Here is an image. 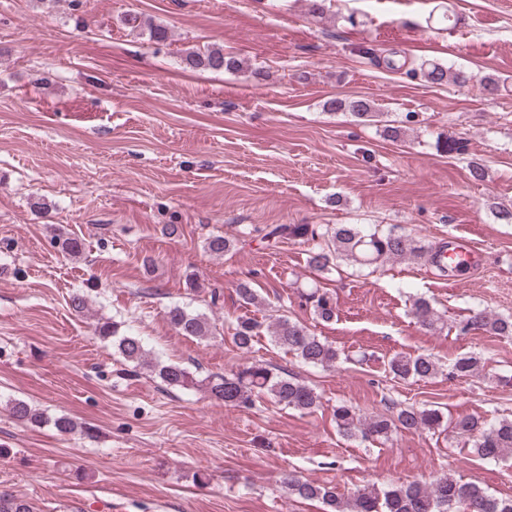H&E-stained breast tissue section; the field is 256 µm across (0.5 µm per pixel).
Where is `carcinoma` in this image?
<instances>
[{"label": "carcinoma", "instance_id": "carcinoma-1", "mask_svg": "<svg viewBox=\"0 0 512 512\" xmlns=\"http://www.w3.org/2000/svg\"><path fill=\"white\" fill-rule=\"evenodd\" d=\"M182 63L192 70L237 72L242 60L221 48L196 49L185 52ZM421 75L430 83L442 85L448 78L465 84L471 76L462 70L426 60L419 65ZM337 111H347L356 118L376 117L375 107L364 98L337 99L330 103ZM288 238L311 245L307 262L317 271L337 268L342 264L351 266H378L390 261L426 259L437 262V254L431 246H425L412 237L394 231H384L379 226L366 229L359 224H337L333 227L322 224H275L264 228L261 242L276 245ZM56 245L65 256L82 253L84 244L75 237L59 233ZM233 246V240L222 235H212L206 248L215 255H222ZM237 294L246 305L258 306L261 297L248 281L237 285ZM305 304L314 317L329 322L336 316V303L326 291L314 288L301 293ZM411 313L416 322L426 329L439 327L441 316L426 298L414 300ZM165 316L169 324L181 335L207 339L213 335L208 318L174 305ZM457 335L467 336L481 330L491 336L512 338V316L490 314L484 310L472 312L466 320L455 326ZM235 346L243 353L251 352L257 339L270 337L275 345L294 355L302 363L332 368L339 359L337 349L327 340L311 333L306 326L286 315L269 322L253 318H241L231 325ZM98 337L112 341L119 354L129 363L145 367L167 386L184 390H200L226 406L251 407L255 399L267 395L276 403L299 411H311L321 403V396L312 386L301 382L291 374L276 372L262 362H253L230 374H209L201 377L178 363L150 357L140 337L117 335V324L108 321L95 326ZM483 370L482 359L474 354H463L449 366L448 375L467 379ZM384 371L393 379L425 380L441 372L438 362L429 354L415 356L396 354L386 364ZM11 415L34 427L41 426L45 419L26 401L14 399L10 402ZM336 426L347 437H359L364 441L386 440L392 433L435 431L444 427L445 416L437 408H417L395 401L388 405V413L363 417L351 406L338 402L333 409ZM450 426L459 436L473 440L472 453L484 461H498L512 453V419L494 421L480 420L474 416H458ZM283 484L290 495L303 500H318L324 512H512V498L497 497L472 482H461L450 474H442L428 483L419 481L397 482L379 490L363 488L350 497L336 493L331 487L321 486L295 474L288 473ZM0 512H34L27 499L0 493Z\"/></svg>", "mask_w": 512, "mask_h": 512}]
</instances>
